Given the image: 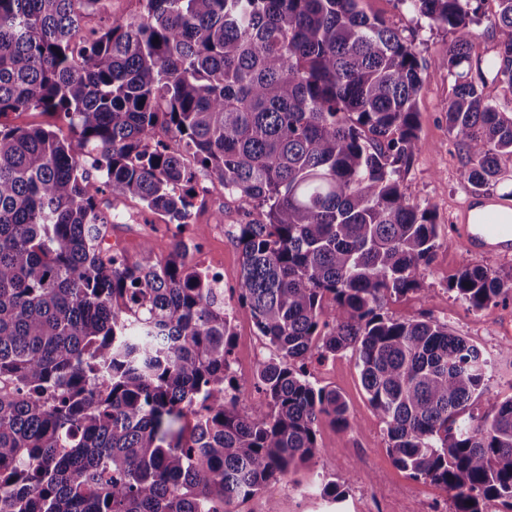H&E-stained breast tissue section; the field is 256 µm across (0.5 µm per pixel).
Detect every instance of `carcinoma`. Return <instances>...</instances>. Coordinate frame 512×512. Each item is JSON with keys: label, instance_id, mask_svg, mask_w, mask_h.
Wrapping results in <instances>:
<instances>
[{"label": "carcinoma", "instance_id": "cac0c4a2", "mask_svg": "<svg viewBox=\"0 0 512 512\" xmlns=\"http://www.w3.org/2000/svg\"><path fill=\"white\" fill-rule=\"evenodd\" d=\"M0 0V512H233L350 426L313 360L351 350L396 466L437 485L450 512H512V396L474 420L487 355L431 317L383 312L420 287L440 225L406 195L421 150L416 100L454 78L445 113L476 191L512 159V0H494V58L470 24L484 0H397L453 35L421 61L361 0ZM183 144L170 149L166 135ZM196 165L186 163L184 154ZM253 201L236 227L238 308L266 340L243 411L224 291L175 239L164 260L102 249L101 196L139 198L183 226L199 172ZM474 310L512 276L463 264L448 282Z\"/></svg>", "mask_w": 512, "mask_h": 512}]
</instances>
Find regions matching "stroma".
Masks as SVG:
<instances>
[{
  "instance_id": "35a3bbf8",
  "label": "stroma",
  "mask_w": 512,
  "mask_h": 512,
  "mask_svg": "<svg viewBox=\"0 0 512 512\" xmlns=\"http://www.w3.org/2000/svg\"><path fill=\"white\" fill-rule=\"evenodd\" d=\"M361 7L414 40L422 59L445 54L452 40L448 31L429 28L397 0H363ZM451 93L447 74L431 76L424 84L417 98L422 148L403 173L406 194L414 203L431 208L441 228L435 259L422 272L419 291L387 298L384 311L401 319L428 315L447 322L455 334L491 355L487 398L475 410L483 416L492 411L491 399L512 395V356L507 353L512 347V301L476 311L449 291L448 281L470 260L494 274L512 275V256L471 257L457 233L461 210L474 190L459 177L465 152L449 133L445 119ZM199 184L202 191L195 199L192 219L179 230L166 218L145 210L139 199L112 202L111 209L118 215L112 239L132 258L139 257L142 240H150L157 259L167 257L175 236L204 241L205 248L195 260L223 268L224 288L229 291L236 287L241 269V251L233 229L255 218L258 211L253 202L239 196L207 191V178H200ZM233 327L232 372L239 385L240 405L249 409L265 402L254 382L256 354L265 351L266 341L245 314H236ZM310 374L316 386L335 390L346 401L351 427L339 429L322 422L317 441L325 455L315 465L269 482L257 496L234 504V512H265L271 502L279 512H434L441 491L430 482L412 480L394 465L384 425L368 401L352 352L312 362ZM327 481L336 482L342 493L340 501L321 496V485Z\"/></svg>"
}]
</instances>
